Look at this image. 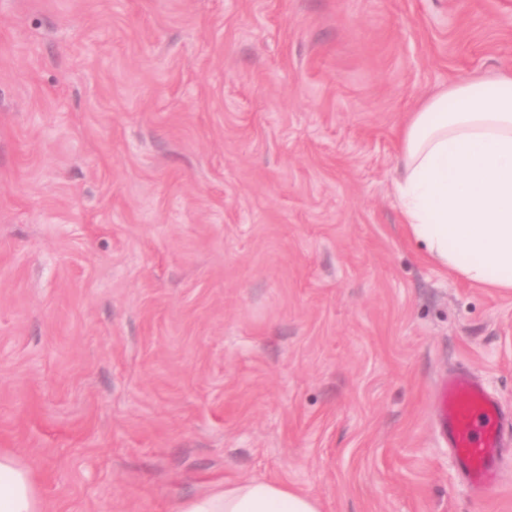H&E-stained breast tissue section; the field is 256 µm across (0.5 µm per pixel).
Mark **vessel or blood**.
I'll use <instances>...</instances> for the list:
<instances>
[{
  "instance_id": "1",
  "label": "vessel or blood",
  "mask_w": 512,
  "mask_h": 512,
  "mask_svg": "<svg viewBox=\"0 0 512 512\" xmlns=\"http://www.w3.org/2000/svg\"><path fill=\"white\" fill-rule=\"evenodd\" d=\"M441 425L464 482L489 495L498 487L506 414L470 375H449L440 389Z\"/></svg>"
}]
</instances>
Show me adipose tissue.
<instances>
[{
    "instance_id": "adipose-tissue-1",
    "label": "adipose tissue",
    "mask_w": 512,
    "mask_h": 512,
    "mask_svg": "<svg viewBox=\"0 0 512 512\" xmlns=\"http://www.w3.org/2000/svg\"><path fill=\"white\" fill-rule=\"evenodd\" d=\"M396 183L407 233L471 283L512 289V69L427 100L399 133ZM0 512H45L32 471L0 452ZM178 512H320L316 499L253 478Z\"/></svg>"
}]
</instances>
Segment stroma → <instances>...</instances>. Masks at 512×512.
<instances>
[{"label": "stroma", "mask_w": 512, "mask_h": 512, "mask_svg": "<svg viewBox=\"0 0 512 512\" xmlns=\"http://www.w3.org/2000/svg\"><path fill=\"white\" fill-rule=\"evenodd\" d=\"M509 66L512 0H0V451L47 512H512L435 400L512 414V290L396 195L407 114ZM440 406L442 429L463 481L482 494L494 493L506 434L503 408L464 372L442 384ZM178 512H320L316 499L281 482L253 478L184 500Z\"/></svg>", "instance_id": "1"}]
</instances>
